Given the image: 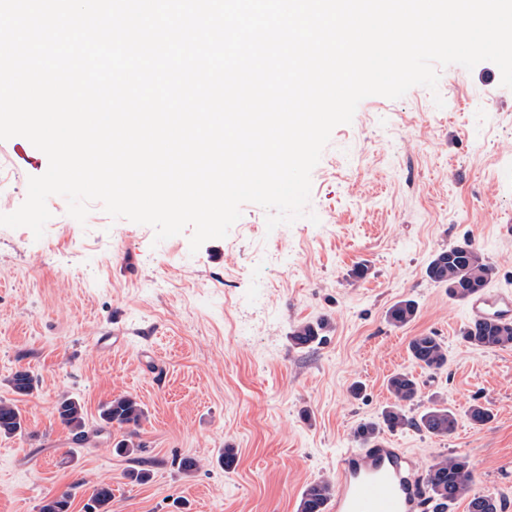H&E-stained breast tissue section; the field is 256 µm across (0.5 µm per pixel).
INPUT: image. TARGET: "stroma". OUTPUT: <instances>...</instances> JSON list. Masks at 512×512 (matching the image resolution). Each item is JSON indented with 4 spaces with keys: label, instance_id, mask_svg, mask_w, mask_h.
<instances>
[{
    "label": "stroma",
    "instance_id": "obj_1",
    "mask_svg": "<svg viewBox=\"0 0 512 512\" xmlns=\"http://www.w3.org/2000/svg\"><path fill=\"white\" fill-rule=\"evenodd\" d=\"M47 167L26 138L0 140V214L16 211ZM47 206L42 238L0 226V398L15 399L25 421L23 434L0 437V512H40L69 490L70 512H83L103 483L112 512H298L309 484L335 480L358 424L380 420L397 372L419 383L409 414L438 401L457 424L446 437L384 438L422 471L467 458L474 492L512 512V347L463 345L466 302L426 275L437 252L468 239L494 268L490 287L512 290V89L494 63L447 66L434 92L365 98L311 172L313 222L270 231L265 210L247 203L226 238L194 252L187 230L158 243L152 227L112 219L101 204L83 224L64 197ZM404 298L418 313L396 327L386 311ZM322 318L321 344L292 345L295 325ZM109 331L123 343L98 347ZM427 333L448 349L437 373L408 355ZM19 369L35 376L32 395L10 390ZM119 395L146 410L137 462L112 451L132 432L100 425ZM64 397L85 408L83 441L57 418ZM475 402L493 414L485 426L466 415ZM228 446L238 453L230 470L218 462ZM185 456L198 462L193 473L172 464ZM137 464L147 483L128 479Z\"/></svg>",
    "mask_w": 512,
    "mask_h": 512
}]
</instances>
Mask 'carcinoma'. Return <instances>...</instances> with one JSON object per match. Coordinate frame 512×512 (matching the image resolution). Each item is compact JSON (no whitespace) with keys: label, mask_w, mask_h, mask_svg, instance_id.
<instances>
[{"label":"carcinoma","mask_w":512,"mask_h":512,"mask_svg":"<svg viewBox=\"0 0 512 512\" xmlns=\"http://www.w3.org/2000/svg\"><path fill=\"white\" fill-rule=\"evenodd\" d=\"M428 278L448 288V295L459 301L485 288L494 274V268L486 260L483 252L471 241L465 239L457 245L436 253L426 268ZM416 301L405 298L393 303L386 312L389 323L402 327L417 315ZM326 320L303 322L296 325L290 335L291 342L298 348H309L321 343L322 334L328 328ZM460 341L467 347L493 350L512 346V324L483 321L471 323L463 328ZM408 353L411 360L420 368L438 372L448 363V349L432 334L418 335L410 339ZM10 387L16 395H29L35 388L34 376L26 369L16 370L9 379ZM392 403L382 413L383 424L367 421L354 430V439L359 446L376 441L380 426L390 431L415 429L435 436H448L453 433L457 419L445 406L435 405L425 412L413 416L406 407L418 396L419 386L415 376L409 372L392 375L387 383ZM58 418L69 428L75 440L85 438L86 420L84 406L74 399L65 398L56 407ZM145 417V408L136 398L119 395L104 404L100 421L105 426L114 424L137 428ZM472 424L484 426L491 421L492 413L485 406L475 403L468 409ZM24 420L20 409L11 399H0V437L10 438L22 433ZM425 479L434 497L439 500H468V512H502L501 502L491 495H475L471 492L472 473L463 457H444L432 463ZM334 493V486L328 480L309 485L303 492L299 512H326V503ZM72 494L65 492L48 501L41 512H69ZM89 502L94 512H111L112 488L108 484L99 485Z\"/></svg>","instance_id":"carcinoma-1"}]
</instances>
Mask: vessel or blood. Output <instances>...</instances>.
I'll list each match as a JSON object with an SVG mask.
<instances>
[{"label": "vessel or blood", "mask_w": 512, "mask_h": 512, "mask_svg": "<svg viewBox=\"0 0 512 512\" xmlns=\"http://www.w3.org/2000/svg\"><path fill=\"white\" fill-rule=\"evenodd\" d=\"M471 321L512 323V291L483 289L469 303ZM331 512H442L427 496L406 451L384 441L350 449L336 459Z\"/></svg>", "instance_id": "1"}]
</instances>
